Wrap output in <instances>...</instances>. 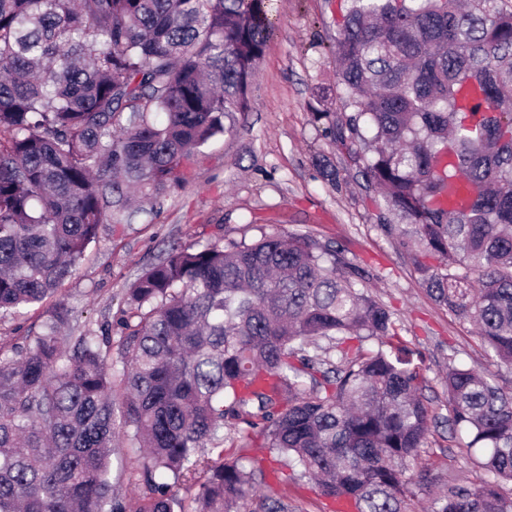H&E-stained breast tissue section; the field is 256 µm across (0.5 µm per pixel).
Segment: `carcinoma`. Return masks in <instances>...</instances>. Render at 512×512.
I'll return each mask as SVG.
<instances>
[{
  "instance_id": "carcinoma-1",
  "label": "carcinoma",
  "mask_w": 512,
  "mask_h": 512,
  "mask_svg": "<svg viewBox=\"0 0 512 512\" xmlns=\"http://www.w3.org/2000/svg\"><path fill=\"white\" fill-rule=\"evenodd\" d=\"M269 0H0V316L72 276L100 227L183 178L237 131L275 31ZM345 109L316 111L381 198L379 227L487 366L448 364V416L366 272L300 231L177 246L127 289L112 325L0 350V512H265L256 439L355 512H406L410 468L444 424L491 476L425 512H512V0H343ZM368 340L373 349L364 348ZM339 354L334 362L327 354ZM123 439L142 489L112 494ZM188 484L192 498L174 488Z\"/></svg>"
}]
</instances>
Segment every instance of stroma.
Returning <instances> with one entry per match:
<instances>
[{"label":"stroma","instance_id":"35a3bbf8","mask_svg":"<svg viewBox=\"0 0 512 512\" xmlns=\"http://www.w3.org/2000/svg\"><path fill=\"white\" fill-rule=\"evenodd\" d=\"M271 16L275 33L258 62L251 109L238 132L195 151L158 208L145 203L120 222L102 225L55 296L0 317V349L40 332L59 301L71 309L74 329L116 321L127 288L171 245L252 241L281 227L335 245L369 271L366 288L394 311L400 336L417 352L431 409L447 415L439 376L451 362L483 364L482 344L469 323L429 297L412 264L379 229L378 208L347 149L312 118L315 107L335 117L344 111L333 53L337 2L271 0ZM323 159L335 165L336 185L322 178ZM467 442L466 435L436 429L415 468L431 481L415 483L408 512H424L437 488L488 480L487 471L469 462Z\"/></svg>","mask_w":512,"mask_h":512}]
</instances>
